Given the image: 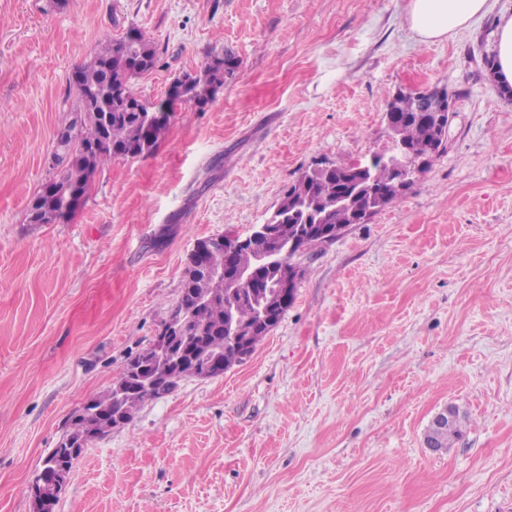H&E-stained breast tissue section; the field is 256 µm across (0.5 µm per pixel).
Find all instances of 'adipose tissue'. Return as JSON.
<instances>
[{"mask_svg":"<svg viewBox=\"0 0 512 512\" xmlns=\"http://www.w3.org/2000/svg\"><path fill=\"white\" fill-rule=\"evenodd\" d=\"M487 11V0H409L407 19L423 41L448 38Z\"/></svg>","mask_w":512,"mask_h":512,"instance_id":"ef3b65f1","label":"adipose tissue"}]
</instances>
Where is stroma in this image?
<instances>
[{
	"instance_id": "stroma-1",
	"label": "stroma",
	"mask_w": 512,
	"mask_h": 512,
	"mask_svg": "<svg viewBox=\"0 0 512 512\" xmlns=\"http://www.w3.org/2000/svg\"><path fill=\"white\" fill-rule=\"evenodd\" d=\"M407 2L0 0V512H32L41 460L151 345L197 240L249 235L317 164L388 152L389 98L434 87L455 114L413 189L303 260L248 358L90 442L56 512H512V96L493 59L512 0L431 43ZM133 28L162 52L142 98L220 49L238 74L153 155L101 165L70 221L29 223L73 72ZM448 405L463 434L430 453Z\"/></svg>"
}]
</instances>
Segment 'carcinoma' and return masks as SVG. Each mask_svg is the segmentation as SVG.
Wrapping results in <instances>:
<instances>
[{"mask_svg": "<svg viewBox=\"0 0 512 512\" xmlns=\"http://www.w3.org/2000/svg\"><path fill=\"white\" fill-rule=\"evenodd\" d=\"M159 48L138 29H132L120 40L99 43L90 62L74 72L73 83L78 92L79 106L69 122L57 135L61 167L59 177L46 183L30 202L29 218L33 224L43 223L48 212L59 219L70 220L84 204L92 188V179L99 166L119 157H145L153 154L165 137L171 119L187 104H207L215 99L216 87L235 76L240 62L229 51L211 56L202 70L183 81L175 79L165 97L155 101L142 99L133 89L131 80L154 69L159 61ZM425 94L408 93L390 98L394 121L389 134L392 143L415 149L433 136L435 113L423 106ZM415 182L401 183L398 173L377 154L361 175L355 165L340 163L313 175L301 174L284 191L280 202L281 227L288 230L282 247H291L289 258L299 260L326 244L323 228L337 224H352L351 207L336 203V196L350 188L357 190L356 201L377 213L408 193ZM276 249L265 239L254 241L253 247L232 255L209 253L197 263L187 260L183 291L175 311H185L190 331L172 348V357L179 359L181 379L196 374L199 363L185 354L191 345L221 352L231 361L236 351L233 339L224 333V297L211 303H197L192 297L204 291H225L226 280L242 268L255 265L259 255ZM234 316L242 325L259 320L260 311L251 300L248 289L236 291L232 303ZM122 372L113 386L88 399L94 409L107 413L122 408L133 411L144 401L160 395V383L134 390L118 397L117 387L126 383ZM464 415L459 407L448 414V423L434 427L430 436L443 453L453 447L462 433Z\"/></svg>", "mask_w": 512, "mask_h": 512, "instance_id": "1", "label": "carcinoma"}]
</instances>
